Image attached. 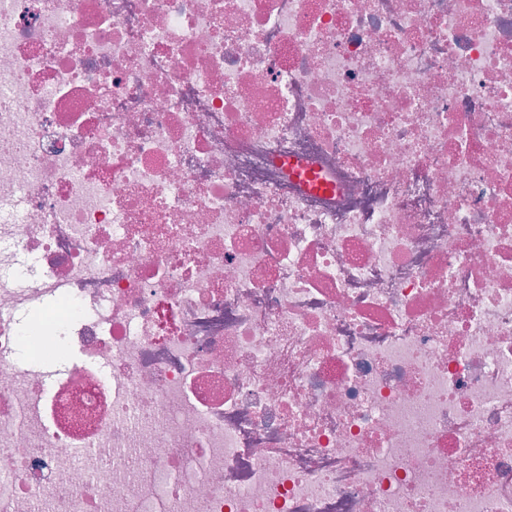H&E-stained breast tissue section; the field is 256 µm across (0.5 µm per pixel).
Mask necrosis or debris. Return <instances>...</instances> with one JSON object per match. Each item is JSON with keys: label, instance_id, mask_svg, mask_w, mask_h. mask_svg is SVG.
<instances>
[{"label": "necrosis or debris", "instance_id": "obj_1", "mask_svg": "<svg viewBox=\"0 0 512 512\" xmlns=\"http://www.w3.org/2000/svg\"><path fill=\"white\" fill-rule=\"evenodd\" d=\"M0 512H512V0H0Z\"/></svg>", "mask_w": 512, "mask_h": 512}]
</instances>
